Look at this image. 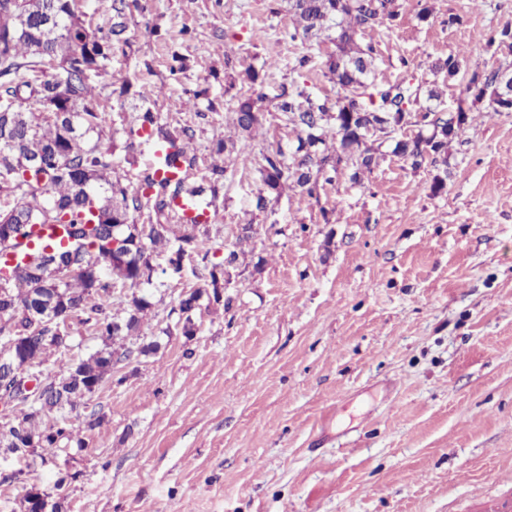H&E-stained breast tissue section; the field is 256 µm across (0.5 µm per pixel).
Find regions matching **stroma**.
<instances>
[{
  "instance_id": "35a3bbf8",
  "label": "stroma",
  "mask_w": 512,
  "mask_h": 512,
  "mask_svg": "<svg viewBox=\"0 0 512 512\" xmlns=\"http://www.w3.org/2000/svg\"><path fill=\"white\" fill-rule=\"evenodd\" d=\"M141 4L99 89L108 112L192 127L199 177L217 138L246 149L227 161L208 239L141 326L159 350L115 364L74 409L84 448L0 458V512H21L31 491L60 512H476L511 496L512 112L474 105L448 145L442 194L433 166L388 153L360 184L342 174L315 198L289 186L263 210L262 153L296 139L276 97L294 84L334 95V45L298 70L307 49L275 0ZM400 4L398 26L372 34L376 83L433 82L432 63L465 48L469 67H512V52L482 50L512 24V0ZM174 52L186 60L177 75ZM271 57L263 124L242 134L243 72ZM131 74L138 95L119 96ZM244 224L253 239L229 268L230 307L197 309L194 336L162 335ZM65 471L76 481L55 489Z\"/></svg>"
}]
</instances>
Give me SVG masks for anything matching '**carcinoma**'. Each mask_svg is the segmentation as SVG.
Here are the masks:
<instances>
[{"label": "carcinoma", "instance_id": "obj_1", "mask_svg": "<svg viewBox=\"0 0 512 512\" xmlns=\"http://www.w3.org/2000/svg\"><path fill=\"white\" fill-rule=\"evenodd\" d=\"M8 8L0 0V337L21 336L28 342L10 361L14 373L42 374L41 366L57 354L61 364L48 377L44 398L19 399L12 418L0 424V454L25 460L36 454L32 441L48 448L76 442L79 431L69 413L93 395L112 366L129 358L132 350L113 344L112 337L127 341L139 336L153 308L144 285H164L162 277L181 272L184 257L197 251L200 237L209 234L205 224H183L175 202L216 195L224 184V155L236 142L218 139L206 184L181 177L157 176L149 165L137 173V148L130 142L118 147L115 120L104 110L96 93L100 80L112 75L114 43L124 38L131 9L139 0H22ZM293 31L288 37L319 45L336 44L327 70L336 88L334 98L316 101L294 86L277 96L278 111L297 129V145L288 153L281 143H271L257 169L259 200L281 196L291 181L309 197L317 195L319 176L352 170L350 180L371 172L382 156L381 148L394 142L393 153L414 168L425 160L442 167L433 190L443 191L448 180V140L468 123V111L458 107L449 115L431 105L444 95L450 82H459L463 99H488L496 106L501 68L468 70L467 53L459 51L437 59L431 71L446 82L424 88L404 80L366 93L373 86L378 54L366 34L397 26L398 0H288ZM96 16L104 26L92 27ZM512 50V25L497 29L484 50ZM378 97L365 103L364 97ZM262 93L239 100L235 121L243 133L262 125L264 113L257 103ZM129 132L139 129L144 142L169 145L164 166L181 165L191 174L197 155L194 131L184 127L180 137L150 111L120 118ZM417 132L408 135L407 128ZM336 140V151L325 154L320 145ZM135 175L145 192L129 189ZM148 211V222L137 223L134 214ZM32 224H58L67 244L59 240L34 242L27 261L14 260L18 240L28 236ZM121 225L127 245L112 249V228ZM167 253L159 270L150 253ZM63 261L65 280L46 274L47 254ZM130 288L126 306L114 313L107 303L115 286ZM224 304V264L211 265L205 283L184 294L176 326L184 336L196 332L194 314L201 299ZM78 323L101 339V346L86 356L70 357L75 344L72 324ZM56 413L57 421L42 425L43 417ZM49 495L29 494L25 512H45Z\"/></svg>", "mask_w": 512, "mask_h": 512}]
</instances>
